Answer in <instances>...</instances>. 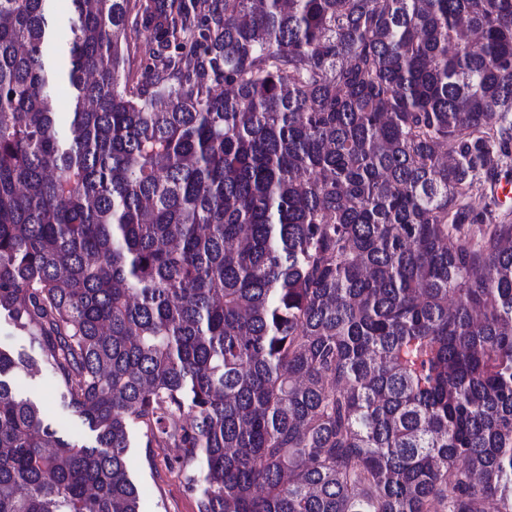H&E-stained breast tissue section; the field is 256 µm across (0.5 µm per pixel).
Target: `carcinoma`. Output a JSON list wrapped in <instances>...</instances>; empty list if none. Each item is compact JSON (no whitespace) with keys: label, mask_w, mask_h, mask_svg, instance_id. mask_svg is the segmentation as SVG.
Here are the masks:
<instances>
[{"label":"carcinoma","mask_w":512,"mask_h":512,"mask_svg":"<svg viewBox=\"0 0 512 512\" xmlns=\"http://www.w3.org/2000/svg\"><path fill=\"white\" fill-rule=\"evenodd\" d=\"M56 2L0 0V512H139L134 427L198 512H512V0H169L145 80L156 0ZM125 42L130 55V62L139 73L147 71L153 63V52L156 44L153 42L149 30L144 21L129 19V25L125 32ZM0 348L9 350L15 356L39 358L38 348L30 344L26 334L18 330L3 315L0 317ZM15 393L30 398L39 404L48 422L58 428L64 438L79 440L87 446H94V433L67 408L60 382L48 371L42 369L36 374H28L16 369L4 377Z\"/></svg>","instance_id":"obj_1"}]
</instances>
